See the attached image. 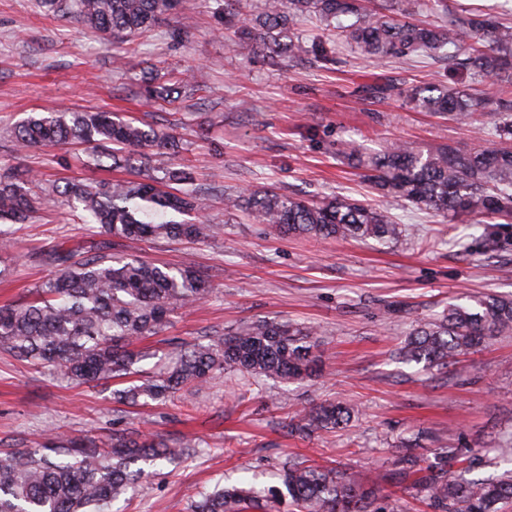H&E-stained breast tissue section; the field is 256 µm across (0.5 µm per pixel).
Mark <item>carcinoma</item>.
Listing matches in <instances>:
<instances>
[{"mask_svg": "<svg viewBox=\"0 0 512 512\" xmlns=\"http://www.w3.org/2000/svg\"><path fill=\"white\" fill-rule=\"evenodd\" d=\"M48 12L75 16L85 27L112 36V45L159 26L182 0H36ZM444 14L437 25L421 16ZM337 30L344 43L372 61L407 60L419 55L454 59L480 80L482 89L455 82L414 86L402 92L389 84H364L358 95L385 100L392 91L405 95L412 108L453 120L496 116V131L512 136V10L448 13V0H262L249 24L237 29L239 41L254 54L306 57L324 66L336 63L335 49L296 32L307 17ZM151 98L169 100L178 84L144 86ZM23 149L86 146L97 165L103 159L125 166L150 148H178L167 133L112 112L32 113L12 130ZM341 153L365 171L372 189L397 202L424 207L446 218L470 217L476 224L512 223V146L461 151L439 146L427 153L407 142H392L367 152L353 141ZM191 171L179 165L156 169L142 179L85 183L67 180L38 195L33 180L12 171L0 173V246L11 240L8 224H24L41 204L68 207L84 214L104 239L92 246L55 242L42 261L53 269L37 285L34 298L0 305V349L20 361L53 367L77 384L124 379L138 354L136 340L161 331L171 313L209 296V281L192 270L141 258L112 255V240L166 238L204 241L221 233L206 216L207 198L193 187ZM224 209L244 211L255 224H268L293 235L324 239H372L380 245L402 233L388 208L334 198L309 202L272 187L224 196ZM317 332L290 322L257 320L212 336L179 351L172 366L143 376L112 392L136 405L196 389L226 370L252 378L284 382L314 375ZM512 336V296H486L473 305L450 303L433 320L413 328L399 350L406 362L444 369L456 359L499 337ZM354 408L321 403L288 423V434L307 438L322 429L347 426ZM195 444L170 443L130 431L110 440L65 439L42 448L0 455V512H105L146 474L145 466L190 455ZM455 462L472 468L478 457L441 448L421 468L410 455L397 464L409 488L429 512H503L512 505V470L481 479L448 475ZM387 474L360 477L347 470L288 461L282 465L285 490L271 489L264 499L254 487L230 486L205 492L193 512H275L288 498L297 512H387L381 483Z\"/></svg>", "mask_w": 512, "mask_h": 512, "instance_id": "carcinoma-1", "label": "carcinoma"}]
</instances>
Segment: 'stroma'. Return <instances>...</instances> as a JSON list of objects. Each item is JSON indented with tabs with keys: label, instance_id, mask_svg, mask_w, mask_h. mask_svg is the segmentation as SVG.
<instances>
[{
	"label": "stroma",
	"instance_id": "35a3bbf8",
	"mask_svg": "<svg viewBox=\"0 0 512 512\" xmlns=\"http://www.w3.org/2000/svg\"><path fill=\"white\" fill-rule=\"evenodd\" d=\"M333 69L288 60L271 64L237 45L224 19V0H183L159 28L125 48L68 15H46L35 0H0V172L36 179L37 188L66 179L134 178L129 167L97 166L77 148L19 150L12 127L31 112L111 111L173 133L178 153L154 154L150 164L190 167L209 191L208 216L222 225L205 241L122 240L116 255L138 256L200 271L212 292L172 314L146 341L152 371L179 344L221 334L244 322L290 320L319 330L318 374L295 383L227 373L192 394L130 406L115 402L108 382L75 385L51 367L0 352V450L38 448L51 436L111 437L137 430L180 441L194 439V456L165 462L112 504V512H192L201 493L243 481L280 486L286 460L314 461L367 474L389 469L412 434L413 452L432 462L437 449L481 454L482 477L512 469L497 448L512 434V337L461 356L445 371L393 360L413 326L448 301L512 295V246L485 251L486 227L443 219L405 205L395 213L401 237L385 247L356 240L283 236L224 209V196L243 189L280 188L306 200L349 197L385 205L336 150L353 140L372 151L402 138L419 151L461 150L497 142L492 118L466 125L411 111L402 98L359 99L365 83L405 88L455 80L469 71L442 59L374 63L344 45ZM181 81L177 102L145 101L137 92L147 73ZM13 246L0 249V304L23 301L50 275L41 256L63 238L91 243L88 228L47 206L18 225ZM351 404L347 428L289 436L301 409Z\"/></svg>",
	"mask_w": 512,
	"mask_h": 512
}]
</instances>
